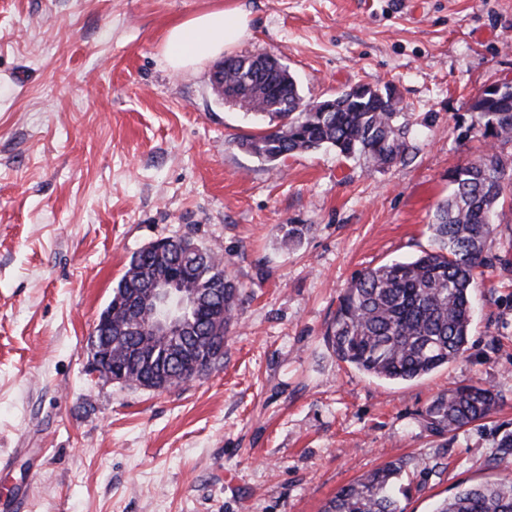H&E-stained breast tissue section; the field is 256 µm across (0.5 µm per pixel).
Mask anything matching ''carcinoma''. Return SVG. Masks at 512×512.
<instances>
[{
    "label": "carcinoma",
    "instance_id": "1",
    "mask_svg": "<svg viewBox=\"0 0 512 512\" xmlns=\"http://www.w3.org/2000/svg\"><path fill=\"white\" fill-rule=\"evenodd\" d=\"M256 66L252 56L224 59V85L244 79ZM277 83L265 92L236 99L248 112L268 120L260 134L245 136L237 147L264 162L331 147L345 157L362 156L368 165L384 168L406 156L404 126L390 98H373L379 88L359 86L354 93L333 98V112L306 111L307 99L297 79L267 69ZM485 118L491 134L512 141V91L488 92L472 105ZM454 189L437 205L429 225L434 247L414 258L363 270L339 301L326 341L338 360L389 381H410L430 374L462 356L468 348L473 321L477 270L491 264L489 242L502 199L512 195V154L492 151L456 169ZM303 224H281L286 242L302 238ZM188 266L186 287L211 288L196 311L199 334L167 338L155 351L145 337L130 332L112 336V371L131 380L162 375L166 388L194 377L192 363L210 370L224 357V339L240 295V285L226 264L188 237L175 238L160 252L135 254L112 289L113 321L124 320L132 289L156 274ZM498 395L471 382L437 397L425 409L427 429L435 435L456 432L488 418ZM494 467L512 471V433L496 443ZM403 463L390 462L342 487L322 512H404L394 482ZM434 512H512V479L460 487L441 500Z\"/></svg>",
    "mask_w": 512,
    "mask_h": 512
}]
</instances>
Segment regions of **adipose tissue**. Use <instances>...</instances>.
<instances>
[{"label": "adipose tissue", "mask_w": 512, "mask_h": 512, "mask_svg": "<svg viewBox=\"0 0 512 512\" xmlns=\"http://www.w3.org/2000/svg\"><path fill=\"white\" fill-rule=\"evenodd\" d=\"M250 35L247 13L217 8L170 27L164 36V54L172 71L179 72L230 51Z\"/></svg>", "instance_id": "obj_1"}]
</instances>
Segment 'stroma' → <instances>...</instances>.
<instances>
[{"label": "stroma", "mask_w": 512, "mask_h": 512, "mask_svg": "<svg viewBox=\"0 0 512 512\" xmlns=\"http://www.w3.org/2000/svg\"><path fill=\"white\" fill-rule=\"evenodd\" d=\"M238 8L308 98L392 84L408 150L382 170L333 149L268 164L261 124L176 73L173 24ZM512 75V0H0V512H321L400 460L405 512L504 479L512 431V198L460 358L384 381L325 332L360 271L433 245L450 174L489 152L475 96ZM305 224L285 243L276 227ZM187 235L240 285L224 357L165 391L89 370L88 338L131 257ZM499 408L433 435L424 411L464 383ZM496 451L491 459L495 468L512 471V433L506 432L496 443Z\"/></svg>", "instance_id": "35a3bbf8"}]
</instances>
